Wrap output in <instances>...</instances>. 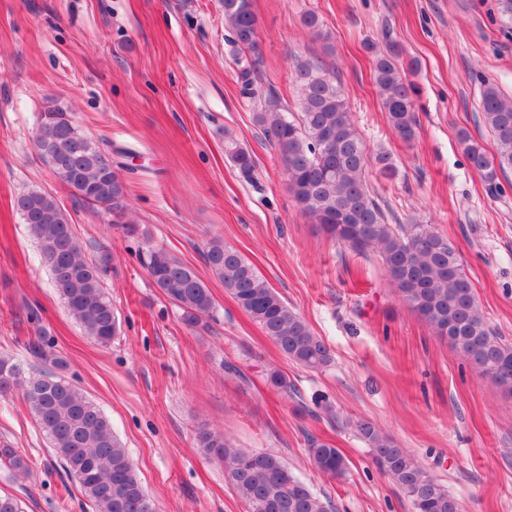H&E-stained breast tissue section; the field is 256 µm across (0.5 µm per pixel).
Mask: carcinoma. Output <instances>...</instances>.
Segmentation results:
<instances>
[{
  "label": "carcinoma",
  "mask_w": 512,
  "mask_h": 512,
  "mask_svg": "<svg viewBox=\"0 0 512 512\" xmlns=\"http://www.w3.org/2000/svg\"><path fill=\"white\" fill-rule=\"evenodd\" d=\"M224 26L231 34L241 69L242 93L255 94L253 73L257 60L258 25L253 0H221ZM303 25L323 41L319 15L303 16ZM374 54L373 82L389 127L402 141L416 136L414 100L417 87L398 65L400 51L388 44ZM293 74L299 88L297 111L282 103L273 90L260 101L254 122L275 148L287 177L288 191L298 209L312 223L355 253L380 256L387 277L401 301L422 318L434 334L448 339L474 368L501 388L512 392V344L496 336L487 325L474 289L448 238L428 224H391L367 184L371 168L391 177L396 166L387 152L372 153L355 126L336 70L318 57L292 54ZM480 112L496 141L489 154L467 132L458 141L470 167L493 185L512 170V99L492 82L480 94ZM35 149L78 204L112 216L115 223H134L127 203L128 188L120 167L106 161L96 144L79 130L69 113L57 106L43 112ZM230 157L246 176L254 159L241 147ZM15 207L36 240L56 293L85 334L106 347L118 332V320L101 279L104 254L88 260L73 226L53 195L30 190L21 193ZM204 259L212 273L264 335L290 360L310 370H322L334 360L329 346L307 321L280 297L242 253L213 238ZM145 267L157 291L181 310L183 322L201 325L213 310V296L196 272L164 249L150 250ZM20 393L49 439L65 472L74 478L96 512H158L146 492L130 456L112 432L105 412L66 378L52 373L26 375L11 355L0 354V395ZM370 448L375 461L411 503L412 512H458L459 502L408 449L366 419L353 426ZM198 446L219 459L224 477L247 512H329L328 501L315 493L275 453L235 447L210 431L197 435ZM306 453L323 475H344L347 461L340 449L314 436ZM0 463L25 475L26 456L0 442Z\"/></svg>",
  "instance_id": "1"
}]
</instances>
